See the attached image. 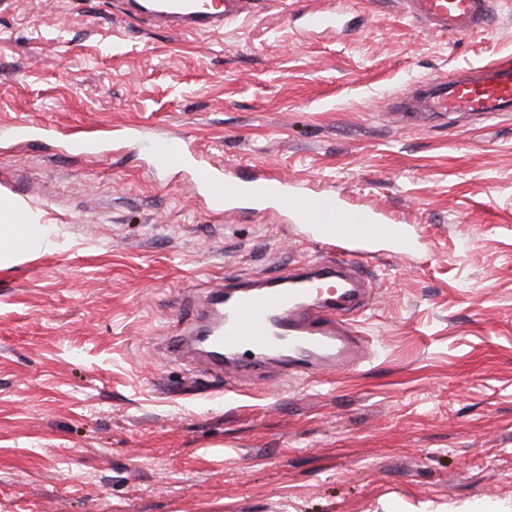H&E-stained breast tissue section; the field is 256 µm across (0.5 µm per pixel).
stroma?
I'll return each mask as SVG.
<instances>
[{
    "instance_id": "1",
    "label": "stroma",
    "mask_w": 512,
    "mask_h": 512,
    "mask_svg": "<svg viewBox=\"0 0 512 512\" xmlns=\"http://www.w3.org/2000/svg\"><path fill=\"white\" fill-rule=\"evenodd\" d=\"M354 2L335 32L300 15L337 0H264L216 34L123 0L0 5V196L39 241L0 262V512H512V111H398L512 59V0L467 35ZM19 122L56 136L17 142ZM134 125L414 225L415 248L363 264L368 357L246 376L169 353L221 281L319 255L152 172L117 139Z\"/></svg>"
}]
</instances>
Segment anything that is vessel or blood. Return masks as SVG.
<instances>
[{"label": "vessel or blood", "mask_w": 512, "mask_h": 512, "mask_svg": "<svg viewBox=\"0 0 512 512\" xmlns=\"http://www.w3.org/2000/svg\"><path fill=\"white\" fill-rule=\"evenodd\" d=\"M340 10L310 12V28L333 31L342 26V11L351 0H339ZM403 13L439 32L466 35L486 28L490 0H399ZM129 15L156 26L197 33H218L251 15L255 0H126ZM512 110V64L473 68L470 76L451 80L430 97L423 113L438 118L449 113L485 116ZM127 143L143 151L154 170H185L191 188L214 207L233 212L249 209L273 212L298 230L318 249L322 260L314 268L286 270L259 285L225 282L212 292L213 315L202 331L210 335V369L224 366V355L250 352L239 362L244 372L264 369L267 360L287 349L297 364L315 357L320 366L344 369L364 352L367 344L350 324L351 311L366 306L372 286L358 271L360 260L374 257L380 245L389 253L408 251L415 239L411 225L393 223L375 212L367 223H348L349 208L340 195L310 190L265 172L243 178L233 169L205 158L193 149L188 136L125 135Z\"/></svg>", "instance_id": "b4317fda"}]
</instances>
